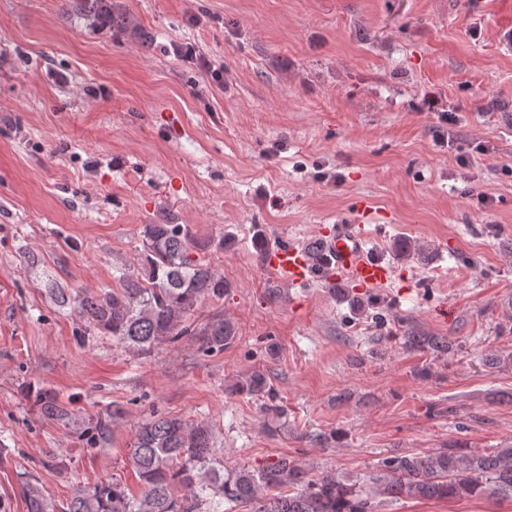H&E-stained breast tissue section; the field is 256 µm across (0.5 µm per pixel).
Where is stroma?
<instances>
[{
	"label": "stroma",
	"instance_id": "obj_1",
	"mask_svg": "<svg viewBox=\"0 0 512 512\" xmlns=\"http://www.w3.org/2000/svg\"><path fill=\"white\" fill-rule=\"evenodd\" d=\"M191 41L223 87L177 59ZM0 501L20 473L65 500L76 482H140L133 427L205 421L225 465L283 454L361 476L437 448L512 446V0H0ZM392 266L364 290L292 288L253 246H304L340 221ZM223 235L230 282L188 331L136 357L81 337L45 290L97 289L138 264L143 227ZM424 246L398 256L397 240ZM38 260L29 269L25 255ZM280 290L277 300L269 289ZM223 315L224 352L196 329ZM443 336L433 355L407 331ZM267 370L285 414L233 392ZM71 403L45 419L28 390ZM121 410L107 445L77 437ZM69 469L44 467L47 455ZM380 512H512V499H407ZM200 349L204 353H220L236 339L235 324L218 318L206 324L199 335Z\"/></svg>",
	"mask_w": 512,
	"mask_h": 512
}]
</instances>
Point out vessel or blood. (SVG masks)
Masks as SVG:
<instances>
[{
	"mask_svg": "<svg viewBox=\"0 0 512 512\" xmlns=\"http://www.w3.org/2000/svg\"><path fill=\"white\" fill-rule=\"evenodd\" d=\"M363 230L360 224H340L333 234L325 236L322 243L328 256L322 272L325 281L341 277L360 288H373L388 282L391 268L363 249ZM267 265L280 279L295 286L304 285L313 277L305 251L285 240L269 252Z\"/></svg>",
	"mask_w": 512,
	"mask_h": 512,
	"instance_id": "b4317fda",
	"label": "vessel or blood"
}]
</instances>
